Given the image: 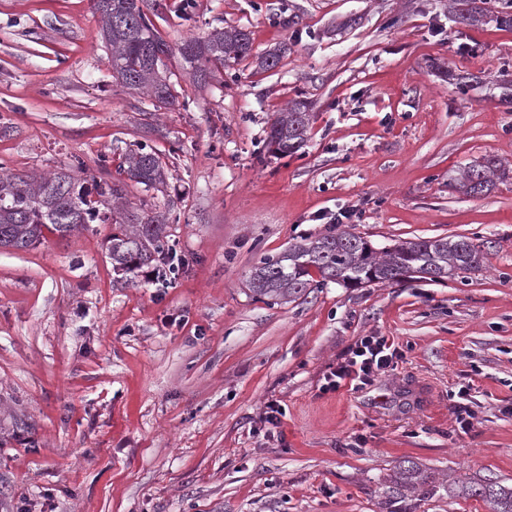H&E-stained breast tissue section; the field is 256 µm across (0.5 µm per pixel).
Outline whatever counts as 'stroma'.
<instances>
[{
  "label": "stroma",
  "instance_id": "stroma-1",
  "mask_svg": "<svg viewBox=\"0 0 512 512\" xmlns=\"http://www.w3.org/2000/svg\"><path fill=\"white\" fill-rule=\"evenodd\" d=\"M144 10L170 45L239 27L254 56L200 85L171 55L177 102L156 108L117 84L93 0H0V176L100 179L150 146L165 181L126 199L168 210L184 261L164 284L114 271L98 223L0 248V512H381L404 459L512 485V173L479 198L448 187L483 157L512 170V28L455 24L449 0ZM281 44L278 66L258 69ZM294 99L310 105L309 137L280 157L267 131ZM344 229L377 249L464 236L483 262L442 282L253 298L261 258ZM367 335L394 343L393 365L323 391ZM394 507L493 512L442 491Z\"/></svg>",
  "mask_w": 512,
  "mask_h": 512
}]
</instances>
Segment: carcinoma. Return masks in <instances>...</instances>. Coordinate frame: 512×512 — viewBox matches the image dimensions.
<instances>
[{
  "label": "carcinoma",
  "instance_id": "carcinoma-1",
  "mask_svg": "<svg viewBox=\"0 0 512 512\" xmlns=\"http://www.w3.org/2000/svg\"><path fill=\"white\" fill-rule=\"evenodd\" d=\"M143 2L96 0V9L111 50L113 74L125 87L146 91L158 108L174 104L176 95L170 77L156 81L148 63L162 66L171 48L145 13ZM450 13L456 23L472 28L485 25L489 18L487 0H452ZM252 50L249 33L237 27L207 37H189L179 45L180 55L200 84L207 82L211 66L248 58ZM308 131L309 104L296 99L271 124L266 140L277 155H293L305 145ZM163 175L159 154L141 149L129 155L127 167L119 169L118 177L89 186L65 170L39 177L1 176L0 248L25 250L41 241L45 228L64 237L98 220L115 224L109 248L112 268L131 273L169 248V217L165 212L142 216L126 209L115 222L112 211L102 212L99 205L124 199L128 180L150 189L162 182ZM507 176L497 159L484 157L462 169L455 188L469 196H481ZM482 259L481 251L466 237L419 238L377 252L361 236L343 230L307 239L275 257L264 258L254 267L250 285L257 299L276 304L329 282L345 287L398 282L408 263L419 274L442 281L478 268ZM384 487L386 507L398 499L433 495L442 487L450 496L488 500L494 512H512V486L482 481L446 484L410 460L395 466Z\"/></svg>",
  "mask_w": 512,
  "mask_h": 512
}]
</instances>
